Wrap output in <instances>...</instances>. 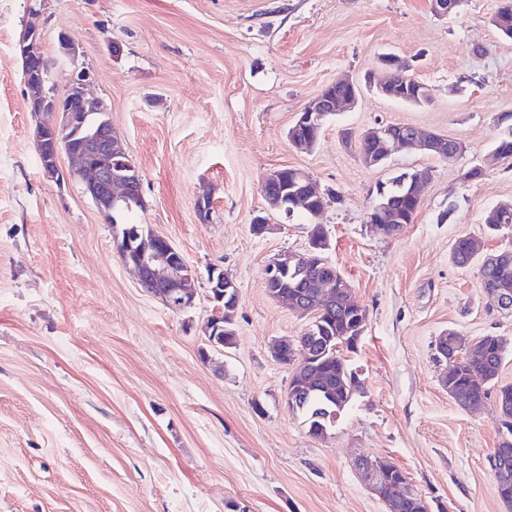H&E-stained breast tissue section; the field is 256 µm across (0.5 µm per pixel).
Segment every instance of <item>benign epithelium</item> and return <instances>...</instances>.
I'll return each mask as SVG.
<instances>
[{
	"instance_id": "obj_1",
	"label": "benign epithelium",
	"mask_w": 512,
	"mask_h": 512,
	"mask_svg": "<svg viewBox=\"0 0 512 512\" xmlns=\"http://www.w3.org/2000/svg\"><path fill=\"white\" fill-rule=\"evenodd\" d=\"M43 40L42 29L29 25L21 33L17 44L24 66L29 110L35 118L33 137L43 177L49 181L77 184L101 213L110 211L120 202L129 208L143 206L141 176L137 170L119 163V158L127 155V152L112 132V125H86L88 113L107 111L104 102L93 94L90 71L73 70L65 91L61 94L55 93L48 87L49 70L44 67ZM57 42L60 60L75 59L78 45L69 34L59 33ZM379 64L383 76L377 79L375 86L380 94L394 99L396 91L391 85V72L408 77L412 71L411 65L392 57L381 59ZM331 86L346 88L348 92L337 96H326L321 92L297 114L290 130V139L295 148H309L310 139L296 136L299 129L306 126L319 127L323 119L357 103L361 90L356 83L342 78L332 82ZM361 138L369 142L376 140L384 147L381 154L365 152L361 155L363 163L368 167L382 165L398 147L427 152L444 159L457 155V152L448 149V138L433 132L423 133L413 127L403 131L399 138L391 136L383 128H369L362 133ZM63 154L69 160V167L65 170L59 163ZM282 175L283 170L275 169L262 181L261 191L267 210L288 212L297 206L307 210L314 203L323 204V196L307 173L295 171L296 185L290 190L282 187ZM429 178V173L419 171L406 176L410 195L419 205L422 204L421 188ZM114 241L126 255V265L134 270L140 287L148 295L176 312L185 311L195 305V273L182 253L169 240L155 234L148 241L142 240L135 233L127 235L123 240L116 237ZM329 246V238L324 236L311 241L304 253L305 261L302 266L307 271H315L313 295L290 296L288 292L273 287L278 279V271L288 267L286 258L277 259L266 268L269 295L286 302L301 318L324 313V307L332 303L338 289L336 267L324 258V252ZM365 325L366 319L359 318L354 335L347 340L326 336L321 329L308 330L312 340L303 344V356L298 362L295 361L292 341L282 338L274 342L271 353L276 360L281 363L297 362L296 373L290 383V398L308 395L314 391L319 379L317 373L309 370L312 360L320 357L323 350L333 342L339 348L358 342ZM205 331L210 336L209 346L220 347L217 337L224 335L223 308H217V312L208 319ZM450 343L458 351V355L450 358L441 356L445 362H455L459 355L468 359L485 355L484 349L478 345L471 349L465 348L457 336L439 337L438 350H443ZM355 467L364 477L371 493L384 502L387 512H397V509L404 506L405 501L414 498L413 493L408 490L407 479L398 482L390 479L389 468L384 461L359 457L355 461Z\"/></svg>"
}]
</instances>
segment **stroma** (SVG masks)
Returning <instances> with one entry per match:
<instances>
[{"mask_svg":"<svg viewBox=\"0 0 512 512\" xmlns=\"http://www.w3.org/2000/svg\"><path fill=\"white\" fill-rule=\"evenodd\" d=\"M499 0L440 16L431 0H46L39 23L51 83L87 68L142 176L137 223L168 238L196 273V304L174 312L121 260L112 228L78 186L43 178L16 44L27 0H0V512H386L356 458L398 466L428 512H512L488 458L503 433L494 401L460 408L437 341L507 340L512 310L450 259L463 235L512 250L484 216L512 204V40ZM78 45L59 61L57 36ZM407 60L432 99L409 105L366 88L378 59ZM349 75L354 109L327 118L316 146L288 130ZM406 124L459 142L450 160L399 151L363 164L356 135ZM308 172L325 196L328 260L367 310L352 368L364 390L326 438L285 402L293 366L269 353L305 319L270 298L265 269L308 246L307 219L266 213L271 170ZM431 171L413 223L394 236L367 214L379 183ZM479 177H470L472 168ZM210 196L208 221L196 203ZM265 216L266 233L252 221ZM239 287L231 348L209 347L207 273Z\"/></svg>","mask_w":512,"mask_h":512,"instance_id":"35a3bbf8","label":"stroma"}]
</instances>
